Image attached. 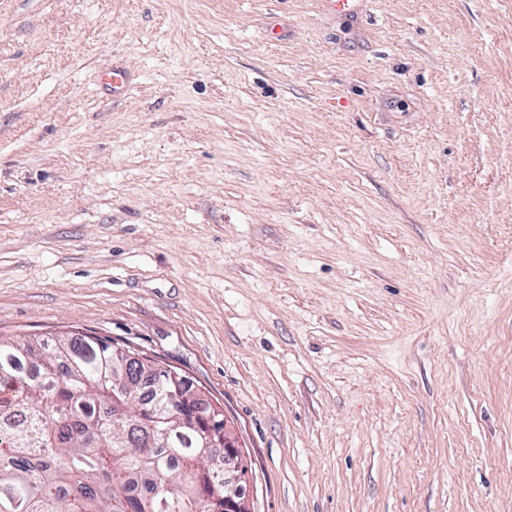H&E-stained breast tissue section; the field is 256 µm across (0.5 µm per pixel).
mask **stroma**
<instances>
[{
	"instance_id": "1",
	"label": "stroma",
	"mask_w": 512,
	"mask_h": 512,
	"mask_svg": "<svg viewBox=\"0 0 512 512\" xmlns=\"http://www.w3.org/2000/svg\"><path fill=\"white\" fill-rule=\"evenodd\" d=\"M362 2L0 0V335L180 369L253 512H512V0Z\"/></svg>"
}]
</instances>
